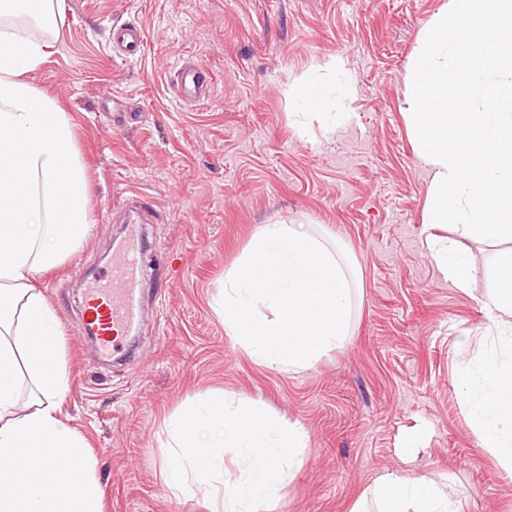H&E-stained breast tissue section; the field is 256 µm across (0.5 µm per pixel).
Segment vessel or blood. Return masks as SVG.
Listing matches in <instances>:
<instances>
[{
	"mask_svg": "<svg viewBox=\"0 0 512 512\" xmlns=\"http://www.w3.org/2000/svg\"><path fill=\"white\" fill-rule=\"evenodd\" d=\"M141 27L121 24L113 26L112 41L121 46L129 56L137 55L143 48ZM176 84L184 95L203 98L211 79L193 66L179 68ZM143 262V252L136 235H128L109 268L98 275L97 283L87 293V304L95 312L88 319L87 330L95 336L101 357H109L122 336L130 332L139 318L138 272Z\"/></svg>",
	"mask_w": 512,
	"mask_h": 512,
	"instance_id": "vessel-or-blood-1",
	"label": "vessel or blood"
}]
</instances>
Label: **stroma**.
<instances>
[{
	"label": "stroma",
	"instance_id": "1",
	"mask_svg": "<svg viewBox=\"0 0 512 512\" xmlns=\"http://www.w3.org/2000/svg\"><path fill=\"white\" fill-rule=\"evenodd\" d=\"M444 2L64 0L33 80L76 123L95 227L42 290L69 373L59 417L92 447L104 512H205L177 500L162 472L166 422L210 392L309 435L268 512H351L382 472L426 476L460 512H512V479L481 447L454 384L487 342L483 302L512 242L461 238L470 288L444 279L425 246L430 177L405 119L418 36ZM116 24L143 29L140 56L113 48ZM186 62L213 78L196 103L173 80ZM312 82L345 96L347 116L302 114V135L289 115ZM136 193L151 203L148 223ZM131 224L145 244L144 311L134 354L108 363L82 336L79 278L111 263ZM264 224L314 226L353 270L344 345L282 373L226 336L215 310Z\"/></svg>",
	"mask_w": 512,
	"mask_h": 512
}]
</instances>
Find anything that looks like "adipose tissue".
I'll return each mask as SVG.
<instances>
[{
  "label": "adipose tissue",
  "mask_w": 512,
  "mask_h": 512,
  "mask_svg": "<svg viewBox=\"0 0 512 512\" xmlns=\"http://www.w3.org/2000/svg\"><path fill=\"white\" fill-rule=\"evenodd\" d=\"M64 15L55 0H0V512H102L90 446L59 419L69 391L43 274L91 236L89 180L71 115L35 87ZM429 255L461 290L469 259L452 240ZM455 386L485 448L512 479V336L498 337ZM353 512H459L423 476L379 474Z\"/></svg>",
  "instance_id": "adipose-tissue-1"
}]
</instances>
